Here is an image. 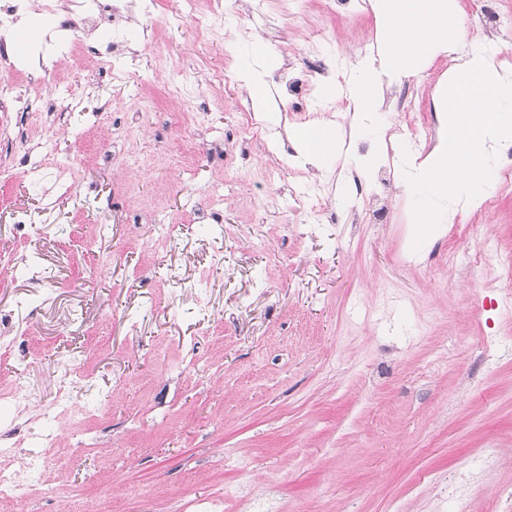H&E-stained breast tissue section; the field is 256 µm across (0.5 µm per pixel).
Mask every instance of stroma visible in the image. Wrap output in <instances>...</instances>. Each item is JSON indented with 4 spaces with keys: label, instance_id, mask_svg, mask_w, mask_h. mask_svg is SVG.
<instances>
[{
    "label": "stroma",
    "instance_id": "35a3bbf8",
    "mask_svg": "<svg viewBox=\"0 0 512 512\" xmlns=\"http://www.w3.org/2000/svg\"><path fill=\"white\" fill-rule=\"evenodd\" d=\"M457 4L453 49L384 75L379 110L358 123L342 102L357 65L378 60L379 32L375 9L357 0H226L204 38L195 22L165 24L171 0H159L153 31L128 26L119 64L48 53L54 80L28 94L49 109L14 113L16 138L0 143V156L41 165L36 177L0 178V250L13 255L0 306L15 309L17 336L0 387L23 370L51 400L55 354L74 348L110 403L86 423L91 454L43 475L63 497L33 488L0 512H83L99 484L112 490L102 512L198 496L224 498L226 512L241 496L254 512H502L512 276L499 254L512 251V185L492 174L476 201L459 202L457 223L418 247L403 175L405 159L444 141V93L464 59L493 43L496 67L512 71V0ZM318 29L328 44L316 50ZM258 41L267 62L250 54ZM331 55L335 77L309 71ZM256 82L283 147L267 149L241 123ZM410 112L436 114L432 132L407 129ZM305 113L346 147L300 158ZM182 120L194 134L184 154ZM384 139L393 152L355 148ZM386 164L391 183H375ZM354 175L366 185L358 201ZM314 180L331 194L314 198ZM58 182L71 191L45 209ZM159 224L183 225L175 249L153 247ZM203 273L207 326L188 315ZM184 359L194 368L170 372ZM164 410L167 422L129 425ZM77 485L81 497L66 498Z\"/></svg>",
    "mask_w": 512,
    "mask_h": 512
}]
</instances>
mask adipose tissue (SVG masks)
<instances>
[{
  "label": "adipose tissue",
  "instance_id": "1",
  "mask_svg": "<svg viewBox=\"0 0 512 512\" xmlns=\"http://www.w3.org/2000/svg\"><path fill=\"white\" fill-rule=\"evenodd\" d=\"M377 9L388 43L380 62L362 64L353 79L349 96L361 112L374 111L377 105L379 71H410L448 32V0H379Z\"/></svg>",
  "mask_w": 512,
  "mask_h": 512
}]
</instances>
